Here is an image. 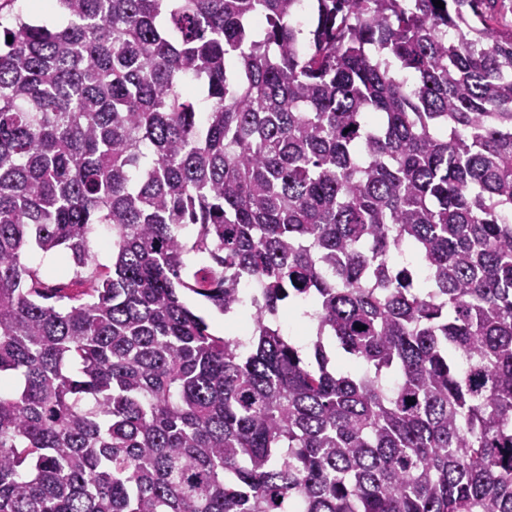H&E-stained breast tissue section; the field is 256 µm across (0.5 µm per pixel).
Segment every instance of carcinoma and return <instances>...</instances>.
Returning a JSON list of instances; mask_svg holds the SVG:
<instances>
[{
    "mask_svg": "<svg viewBox=\"0 0 512 512\" xmlns=\"http://www.w3.org/2000/svg\"><path fill=\"white\" fill-rule=\"evenodd\" d=\"M56 2L0 37V512H512L498 0ZM24 262L30 268L37 270L43 280V288H64V291L68 293H75L81 288L73 282V271L60 267L59 255L54 257L52 254H45L35 246H31L24 255ZM48 271H54V274L47 277ZM184 299L187 302V304L200 316H202L206 322L210 325V328L213 333L216 335L224 336H236L235 331H239V325L236 319L232 320L231 324L228 325L227 323L223 322V325L221 327L214 321V316L224 315L223 313L219 312L216 308H214L211 304L204 301L200 297H197L189 292H185Z\"/></svg>",
    "mask_w": 512,
    "mask_h": 512,
    "instance_id": "carcinoma-1",
    "label": "carcinoma"
}]
</instances>
